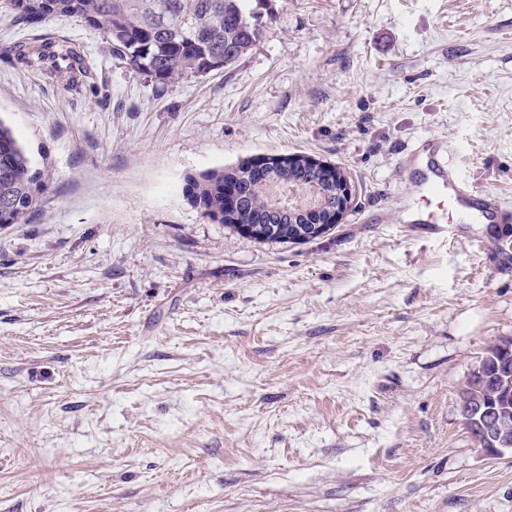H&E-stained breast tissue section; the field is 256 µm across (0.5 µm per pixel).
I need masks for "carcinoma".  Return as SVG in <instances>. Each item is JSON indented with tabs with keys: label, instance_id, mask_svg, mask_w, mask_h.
<instances>
[{
	"label": "carcinoma",
	"instance_id": "cac0c4a2",
	"mask_svg": "<svg viewBox=\"0 0 512 512\" xmlns=\"http://www.w3.org/2000/svg\"><path fill=\"white\" fill-rule=\"evenodd\" d=\"M246 0H12L9 11L27 27L50 17L75 19L100 31L112 55L130 70L163 85L205 76L229 68L259 40L260 29L250 21ZM52 58L60 70L87 77L84 59L65 39L54 42ZM341 173L309 163L306 156L264 168L240 165L199 175L189 187L191 203L203 216L242 232L245 225L260 228L259 242L305 243L307 229L324 210L300 211L271 194L276 183L305 184L331 206L340 190ZM42 186L12 131L0 123V224H22ZM482 375L467 383L463 393L490 399L499 389L497 350L480 363Z\"/></svg>",
	"mask_w": 512,
	"mask_h": 512
}]
</instances>
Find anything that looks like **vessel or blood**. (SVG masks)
<instances>
[{"label":"vessel or blood","mask_w":512,"mask_h":512,"mask_svg":"<svg viewBox=\"0 0 512 512\" xmlns=\"http://www.w3.org/2000/svg\"><path fill=\"white\" fill-rule=\"evenodd\" d=\"M400 171L408 180L400 223L435 237L461 235L469 224H492L496 242L512 239V205L465 179L450 162L442 138L415 142Z\"/></svg>","instance_id":"vessel-or-blood-1"}]
</instances>
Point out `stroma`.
I'll use <instances>...</instances> for the list:
<instances>
[{
    "label": "stroma",
    "mask_w": 512,
    "mask_h": 512,
    "mask_svg": "<svg viewBox=\"0 0 512 512\" xmlns=\"http://www.w3.org/2000/svg\"><path fill=\"white\" fill-rule=\"evenodd\" d=\"M247 9L236 64L163 87L80 22L0 8V117L44 174L0 226V512H512V455L456 403L512 336V262L491 225L399 223L397 176L438 135L512 204V0ZM36 34L91 77L18 63ZM284 154L352 185L319 238L258 242L185 196ZM53 43L55 46L53 54L49 58L43 59L41 65L47 61H51L53 64H55V68L59 69L60 72L66 71L73 73L77 71L84 77H89L90 70L85 64L84 59L76 53V51L70 46V43L67 40L59 39ZM51 57L54 58V60H51ZM56 60L63 64L62 67L55 63Z\"/></svg>",
    "instance_id": "obj_1"
}]
</instances>
